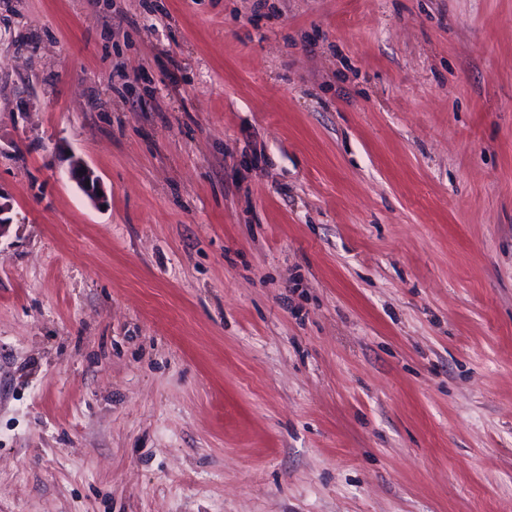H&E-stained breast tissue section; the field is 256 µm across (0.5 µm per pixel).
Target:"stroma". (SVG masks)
<instances>
[{
	"mask_svg": "<svg viewBox=\"0 0 512 512\" xmlns=\"http://www.w3.org/2000/svg\"><path fill=\"white\" fill-rule=\"evenodd\" d=\"M0 188V512H512V0H0ZM66 174L89 199L95 202L106 201L102 182L82 159L70 157ZM86 181H89V185H86ZM98 191H102V195H98Z\"/></svg>",
	"mask_w": 512,
	"mask_h": 512,
	"instance_id": "35a3bbf8",
	"label": "stroma"
}]
</instances>
